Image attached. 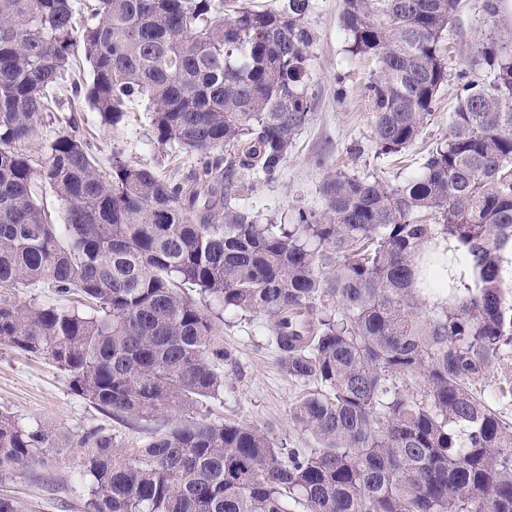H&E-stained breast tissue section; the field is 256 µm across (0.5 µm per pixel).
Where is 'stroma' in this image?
<instances>
[{"label":"stroma","instance_id":"1","mask_svg":"<svg viewBox=\"0 0 512 512\" xmlns=\"http://www.w3.org/2000/svg\"><path fill=\"white\" fill-rule=\"evenodd\" d=\"M343 8L344 0H316L305 19L314 34L309 79L313 116L297 136L278 176L262 182L252 171L240 172L238 203L259 219L292 224L299 211L320 209L317 188L329 169L399 183L419 168L436 142L447 138L448 117L458 106L460 74L484 75L485 66L475 55L478 43L500 34L512 39V0H499L493 27L483 18L479 0H460L444 41L448 81L436 96L434 114L403 157L380 160L374 153L366 97L376 65L349 52L341 22ZM64 134L86 139L105 170L117 157L172 182L187 184L202 172L203 162L197 154L157 144L144 98L128 103L124 121L112 128L102 123L84 98L64 90L55 92L51 117L45 118L24 150L34 159L44 158L47 143ZM215 339L230 357L220 366L224 391L208 403L211 416L265 429L286 445H302L304 437L293 426L290 410L305 389L282 371L260 318L225 312L215 324ZM0 411L42 427L56 441L55 448L42 453L40 462L0 476V493L19 501L23 512H85V482L79 457L68 445L70 439L96 427L134 442L146 437L145 430L118 423L76 395L52 364L5 347H0Z\"/></svg>","mask_w":512,"mask_h":512}]
</instances>
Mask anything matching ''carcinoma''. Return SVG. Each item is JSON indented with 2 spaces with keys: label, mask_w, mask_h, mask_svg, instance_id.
Segmentation results:
<instances>
[{
  "label": "carcinoma",
  "mask_w": 512,
  "mask_h": 512,
  "mask_svg": "<svg viewBox=\"0 0 512 512\" xmlns=\"http://www.w3.org/2000/svg\"><path fill=\"white\" fill-rule=\"evenodd\" d=\"M459 2L345 0L349 52L377 64V157L430 121ZM313 6L94 0L79 22L75 0H0V346L52 363L102 414L149 423L139 442L100 428L73 444L90 512H512V420L485 398L512 357V47H477L489 79L462 85L448 139L404 181L329 173L322 210L261 224L231 204L237 166L274 178L311 120ZM79 44L92 75L72 95L113 127L147 99L159 145L217 154L199 178L115 156L106 179L73 135L41 163L18 148ZM225 149L240 161L221 165ZM43 184L64 223L35 201ZM439 236L463 249L473 285L416 287ZM20 284L61 302L21 299ZM209 301L260 317L283 372L311 387L290 412L304 447L207 414L227 357ZM53 447L0 412L1 474Z\"/></svg>",
  "instance_id": "carcinoma-1"
}]
</instances>
